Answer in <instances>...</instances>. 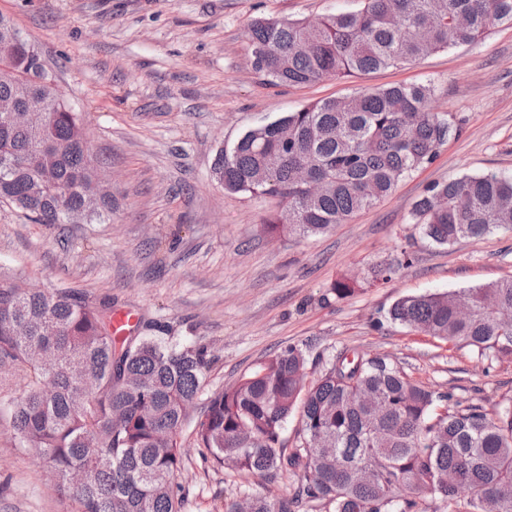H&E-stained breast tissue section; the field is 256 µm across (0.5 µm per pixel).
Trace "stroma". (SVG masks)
I'll list each match as a JSON object with an SVG mask.
<instances>
[{
    "label": "stroma",
    "instance_id": "obj_1",
    "mask_svg": "<svg viewBox=\"0 0 512 512\" xmlns=\"http://www.w3.org/2000/svg\"><path fill=\"white\" fill-rule=\"evenodd\" d=\"M362 0H0L38 49L59 92L83 113L92 149L112 174V211L85 224H35L0 203V276L32 288H72L166 325L177 342L208 345L205 392L234 384L285 345L311 356L336 350L390 355L415 380L492 406L512 395V362L485 369L466 348L371 323L399 298L512 276V231L440 247L411 221L426 186L465 174H512V26L401 68L304 86H275L249 62L258 17L306 20L360 9ZM433 84L431 107L460 118L438 158L376 206L327 234H267L276 200L217 184V153L246 130L325 98L395 84ZM411 262L388 283L377 266ZM357 289L339 299L335 280ZM193 409L177 477L185 512H213L239 487L287 495L274 481L203 460ZM45 465L13 437L0 410V512H68Z\"/></svg>",
    "mask_w": 512,
    "mask_h": 512
}]
</instances>
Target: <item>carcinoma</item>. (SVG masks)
<instances>
[{"label": "carcinoma", "instance_id": "cac0c4a2", "mask_svg": "<svg viewBox=\"0 0 512 512\" xmlns=\"http://www.w3.org/2000/svg\"><path fill=\"white\" fill-rule=\"evenodd\" d=\"M322 17L306 53L303 22L260 18L247 29L253 71L272 85L301 86L410 65L512 25V0H362ZM27 39L0 15V102L33 94L30 112H0V202L36 224H76L88 211L98 158L84 119L43 85L36 61L11 53ZM432 85L397 84L323 99L244 132L220 150L213 176L224 190L278 199L264 224L299 237L351 220L437 158L459 119L434 112ZM307 167L327 192L307 195ZM413 223L432 242L478 241L512 230V175H464L428 186ZM112 301L68 288H27L0 278V402L14 438L42 460L73 512H182L175 480L180 433L212 359L202 343L179 345L153 323L151 336L112 335ZM387 319L467 347L488 367L512 357V276L446 293L406 296ZM289 344L233 385L207 397L193 429L202 456L221 468L299 479L292 494L246 487L219 512H512V397L493 409L415 382L390 356L343 348L317 358ZM299 412L295 446L284 425ZM88 469V483L71 473Z\"/></svg>", "mask_w": 512, "mask_h": 512}]
</instances>
